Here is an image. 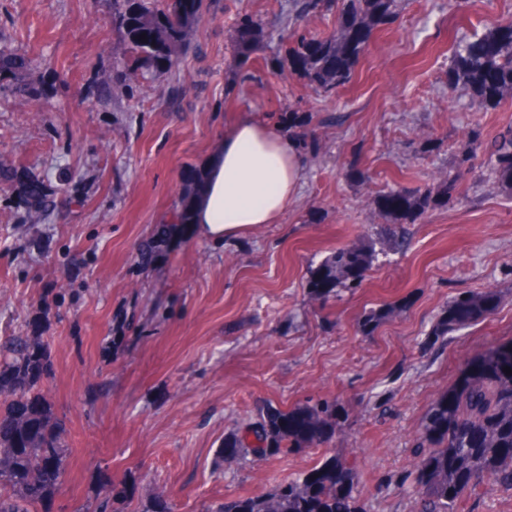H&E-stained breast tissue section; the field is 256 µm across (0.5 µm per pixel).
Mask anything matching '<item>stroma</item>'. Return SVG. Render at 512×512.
Here are the masks:
<instances>
[{"label": "stroma", "mask_w": 512, "mask_h": 512, "mask_svg": "<svg viewBox=\"0 0 512 512\" xmlns=\"http://www.w3.org/2000/svg\"><path fill=\"white\" fill-rule=\"evenodd\" d=\"M297 0H202L192 50L174 70L130 79L112 101L103 75L125 79L112 0H0V41L42 97L0 91V339L37 337L50 371L41 390L68 457L62 490L40 512H213L303 477L325 453L358 473L365 512H412L403 479L431 402L472 359L512 341V194L493 185L485 153L460 174L457 146L512 128V98L485 108L449 91L456 41L512 19V0H397L350 83L316 91L281 71V32ZM249 15L266 38L234 46ZM250 118L278 128L303 160L280 221L222 240L189 221L191 187L225 133ZM459 193L380 252L360 288L317 299L310 273L337 247L377 241L380 191ZM40 183L56 207L25 202ZM495 291L496 311L435 346L439 313L458 294ZM398 312L371 335L359 323ZM320 399L349 418L329 448L247 455L225 467L224 439L261 406Z\"/></svg>", "instance_id": "1"}]
</instances>
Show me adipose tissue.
<instances>
[{
  "label": "adipose tissue",
  "mask_w": 512,
  "mask_h": 512,
  "mask_svg": "<svg viewBox=\"0 0 512 512\" xmlns=\"http://www.w3.org/2000/svg\"><path fill=\"white\" fill-rule=\"evenodd\" d=\"M302 161L276 128L238 121L202 172L189 212L201 234L222 239L254 225L278 223L296 198Z\"/></svg>",
  "instance_id": "obj_1"
}]
</instances>
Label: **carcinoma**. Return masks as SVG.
<instances>
[{"mask_svg": "<svg viewBox=\"0 0 512 512\" xmlns=\"http://www.w3.org/2000/svg\"><path fill=\"white\" fill-rule=\"evenodd\" d=\"M112 0V22L123 34L125 57L131 69L143 74L163 65L178 67L190 46L199 0ZM394 0H344L329 35L300 37L286 64L302 70L315 89L331 94L349 83L373 30L390 21ZM146 39H140V35ZM264 28L245 19L236 29L238 52L257 49ZM10 76V91L35 98L39 89L16 63L14 50L0 44V77ZM462 87L486 107L512 94V21L499 24L475 41L457 45L448 69V91ZM130 85L103 81L108 99L129 93ZM493 159L494 183L512 192V130L485 145ZM455 180L431 190H390L376 205L395 224H413L456 193ZM371 244L344 246L314 273V291L333 287L355 289L373 265ZM498 294L491 290L455 297L432 326L429 342L436 344L460 329L491 315ZM384 306L369 313L361 330L369 334L394 313ZM512 344L488 350L475 358L463 377L431 403L421 421L410 466L414 475V512H463L464 496L481 488L512 492ZM47 373L41 348L29 337L14 334L0 342V391L8 405L0 413V512H38V507L64 485L67 455L53 435L44 400L35 392ZM335 401H317L284 411L260 410V420L224 438V450L236 460L245 454L277 455L283 450L328 446L348 420ZM354 465L334 455L302 478L280 484L257 497L227 498L214 512H364L354 494Z\"/></svg>", "mask_w": 512, "mask_h": 512, "instance_id": "carcinoma-1", "label": "carcinoma"}]
</instances>
